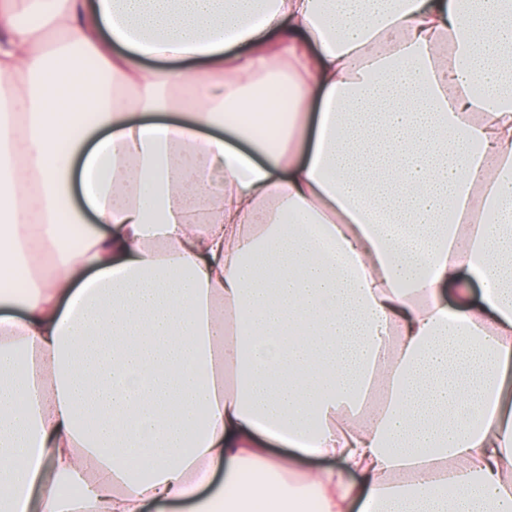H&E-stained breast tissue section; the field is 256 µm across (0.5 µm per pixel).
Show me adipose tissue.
Instances as JSON below:
<instances>
[{
	"label": "adipose tissue",
	"instance_id": "ef3b65f1",
	"mask_svg": "<svg viewBox=\"0 0 512 512\" xmlns=\"http://www.w3.org/2000/svg\"><path fill=\"white\" fill-rule=\"evenodd\" d=\"M0 78V512H512V0H0ZM261 442L265 445L264 447L268 448L270 453L273 455H278V456L295 455V456H297L298 468L296 471H298L300 473L312 470L315 467L325 464L324 461H321L318 459H312L307 456L299 455L296 452H294L293 450H290L289 448L283 446L281 443H279L277 441L261 439Z\"/></svg>",
	"mask_w": 512,
	"mask_h": 512
}]
</instances>
